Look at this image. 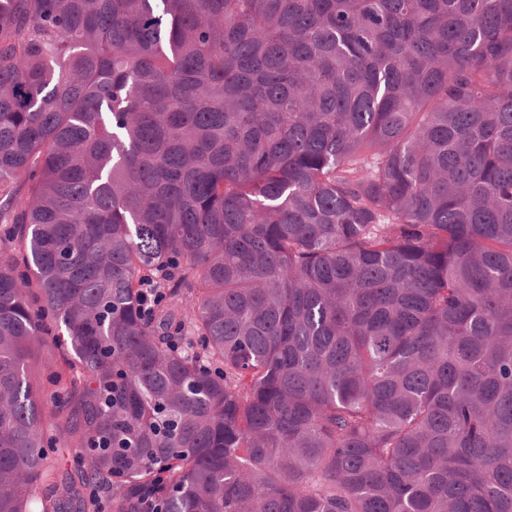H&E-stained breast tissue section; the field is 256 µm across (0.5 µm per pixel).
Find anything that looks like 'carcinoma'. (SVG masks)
Returning <instances> with one entry per match:
<instances>
[{"mask_svg":"<svg viewBox=\"0 0 512 512\" xmlns=\"http://www.w3.org/2000/svg\"><path fill=\"white\" fill-rule=\"evenodd\" d=\"M0 223V512H512V0H0ZM174 276L172 270H160L159 273L156 274L155 279L147 280L144 285H146L145 290L142 292V302L141 308L142 311L149 315L155 306L159 305L163 298V293L160 290L158 283L160 281H168L171 280ZM76 454L77 451L75 448H57V451L55 450V452H50L46 465L50 477H48V479L45 480L37 489L36 496L33 501V507L31 509L32 511H41L40 501L50 493L52 474L63 469L69 470L73 468Z\"/></svg>","mask_w":512,"mask_h":512,"instance_id":"1","label":"carcinoma"}]
</instances>
